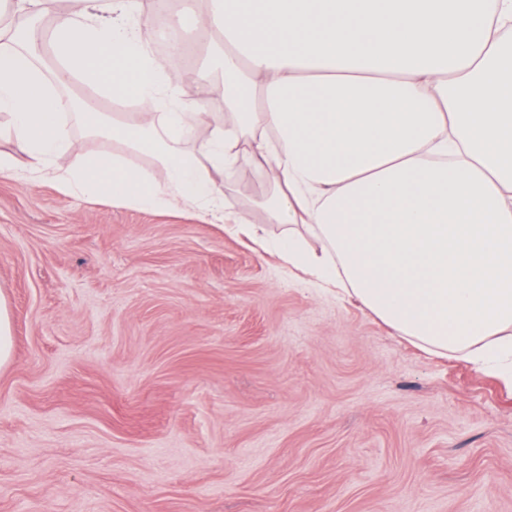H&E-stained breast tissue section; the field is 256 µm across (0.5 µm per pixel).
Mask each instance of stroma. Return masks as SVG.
Segmentation results:
<instances>
[{"instance_id":"obj_1","label":"stroma","mask_w":512,"mask_h":512,"mask_svg":"<svg viewBox=\"0 0 512 512\" xmlns=\"http://www.w3.org/2000/svg\"><path fill=\"white\" fill-rule=\"evenodd\" d=\"M65 120L50 167L111 149ZM0 294V512H512V389L223 224L0 178ZM13 357L12 316L7 300L0 295V368Z\"/></svg>"}]
</instances>
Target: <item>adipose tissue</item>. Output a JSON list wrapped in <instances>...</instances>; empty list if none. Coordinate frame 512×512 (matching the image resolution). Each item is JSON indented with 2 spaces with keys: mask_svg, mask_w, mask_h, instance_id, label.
<instances>
[{
  "mask_svg": "<svg viewBox=\"0 0 512 512\" xmlns=\"http://www.w3.org/2000/svg\"><path fill=\"white\" fill-rule=\"evenodd\" d=\"M53 2L0 0V112L14 146L0 177L25 170L85 197L218 219L216 177L251 136L274 187L270 220L305 229L275 244L289 265L512 387V39L501 34L512 0H190L172 23L213 34L204 61L224 70L226 126L205 86L175 84L139 0L59 13ZM76 80L138 110L108 116L113 151L56 170L61 91ZM196 129L205 141L182 149Z\"/></svg>",
  "mask_w": 512,
  "mask_h": 512,
  "instance_id": "obj_1",
  "label": "adipose tissue"
}]
</instances>
